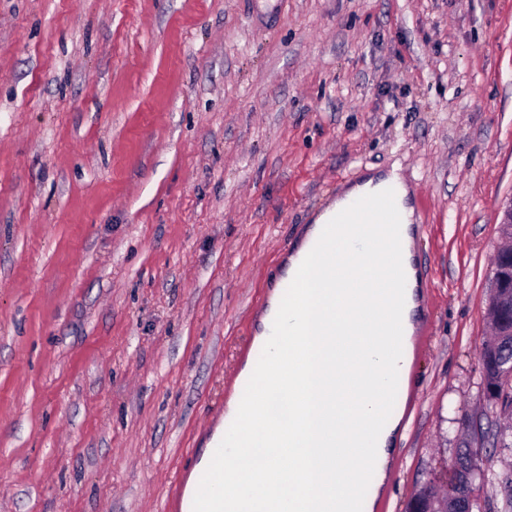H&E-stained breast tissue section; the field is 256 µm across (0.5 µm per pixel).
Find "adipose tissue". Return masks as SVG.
Listing matches in <instances>:
<instances>
[{"instance_id":"adipose-tissue-1","label":"adipose tissue","mask_w":512,"mask_h":512,"mask_svg":"<svg viewBox=\"0 0 512 512\" xmlns=\"http://www.w3.org/2000/svg\"><path fill=\"white\" fill-rule=\"evenodd\" d=\"M387 185L386 178L365 176L317 219L318 224L336 226L327 255L334 266L344 269L346 280L311 271L305 262L306 248L289 258L287 273L294 277L302 298L273 300L272 312L281 325L264 338L270 367H278L295 350L307 359L299 377L280 379L279 393L301 394L288 419L260 420L251 405L231 400L228 408L235 436L231 451L220 463L203 456L196 467L197 478L204 484L215 471L233 479V490L248 503V512H305L303 504L313 492L349 493L382 471L388 436L373 431L371 422L409 361L410 305L402 292L379 313H371L369 298L350 294L346 283L387 279L388 270L375 268L368 254L382 252L385 239L391 237L398 241L391 262L398 264L400 272L411 273L409 226L414 209L403 189L398 194L396 224L378 225L376 233L356 222L336 224L335 219L353 199L377 198ZM327 368L340 381L356 377L361 394L344 398L330 389L322 377ZM351 448L363 459L360 469L343 464Z\"/></svg>"}]
</instances>
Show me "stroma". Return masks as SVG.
<instances>
[{
	"instance_id": "obj_1",
	"label": "stroma",
	"mask_w": 512,
	"mask_h": 512,
	"mask_svg": "<svg viewBox=\"0 0 512 512\" xmlns=\"http://www.w3.org/2000/svg\"><path fill=\"white\" fill-rule=\"evenodd\" d=\"M428 281L373 512L495 426L512 0H0V512H168L259 355L282 252L371 173ZM475 512L512 448L487 444ZM488 316L495 331L494 341L490 345L484 344L479 352L486 391L505 389L509 385V376L512 377V309L510 322L501 321V317L505 320L508 316L505 306L501 309V317L489 308Z\"/></svg>"
}]
</instances>
